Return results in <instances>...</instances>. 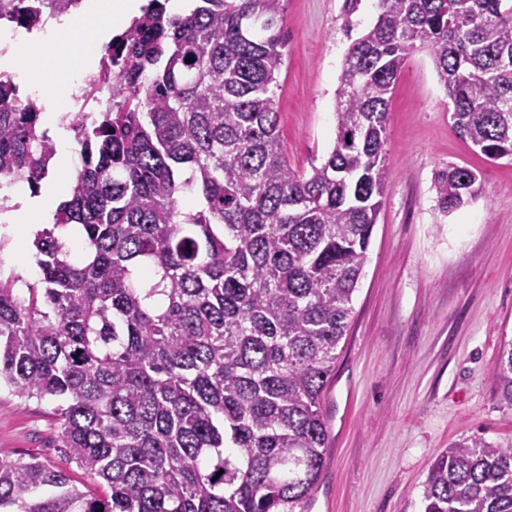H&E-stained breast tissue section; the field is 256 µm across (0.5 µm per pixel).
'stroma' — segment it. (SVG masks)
Returning <instances> with one entry per match:
<instances>
[{"instance_id": "obj_1", "label": "stroma", "mask_w": 512, "mask_h": 512, "mask_svg": "<svg viewBox=\"0 0 512 512\" xmlns=\"http://www.w3.org/2000/svg\"><path fill=\"white\" fill-rule=\"evenodd\" d=\"M341 4L284 0L275 95L299 171L327 158L345 55L376 20V0H361L345 33ZM449 108L431 57L413 51L390 100L388 191L321 401L327 462L304 512H421L427 471L450 442L478 434L512 446V405L493 377L512 339V162L474 153ZM451 164L476 169L480 189L445 214L434 175ZM58 404L1 387L0 448L65 466Z\"/></svg>"}]
</instances>
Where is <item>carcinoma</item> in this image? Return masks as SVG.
<instances>
[{
	"instance_id": "1",
	"label": "carcinoma",
	"mask_w": 512,
	"mask_h": 512,
	"mask_svg": "<svg viewBox=\"0 0 512 512\" xmlns=\"http://www.w3.org/2000/svg\"><path fill=\"white\" fill-rule=\"evenodd\" d=\"M148 0L104 48L112 102L80 115L77 168L34 245L42 290L0 278V382L62 397L65 458L0 449V512H295L321 476L320 400L388 191L389 102L425 49L459 135L512 160V0H377L339 76L336 137L288 164L274 85L283 0ZM192 62L187 63L185 59ZM41 108L0 78V180L36 194L56 150ZM478 174L438 171L439 209ZM512 403V341L493 370ZM422 512H512V447L464 436L433 460Z\"/></svg>"
}]
</instances>
